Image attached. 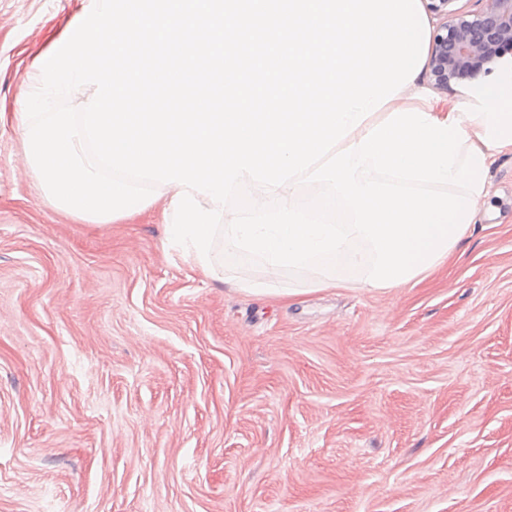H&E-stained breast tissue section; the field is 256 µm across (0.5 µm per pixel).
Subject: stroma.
Wrapping results in <instances>:
<instances>
[{"label":"stroma","instance_id":"stroma-1","mask_svg":"<svg viewBox=\"0 0 512 512\" xmlns=\"http://www.w3.org/2000/svg\"><path fill=\"white\" fill-rule=\"evenodd\" d=\"M90 5L0 0V512H512V152L420 285L205 277L161 189L101 227L31 171L34 63Z\"/></svg>","mask_w":512,"mask_h":512}]
</instances>
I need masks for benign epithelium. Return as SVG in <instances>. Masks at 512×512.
<instances>
[{
  "mask_svg": "<svg viewBox=\"0 0 512 512\" xmlns=\"http://www.w3.org/2000/svg\"><path fill=\"white\" fill-rule=\"evenodd\" d=\"M451 0H427L439 17L428 75L437 90L486 77L506 55L512 56V0H478L475 12H450Z\"/></svg>",
  "mask_w": 512,
  "mask_h": 512,
  "instance_id": "1",
  "label": "benign epithelium"
}]
</instances>
